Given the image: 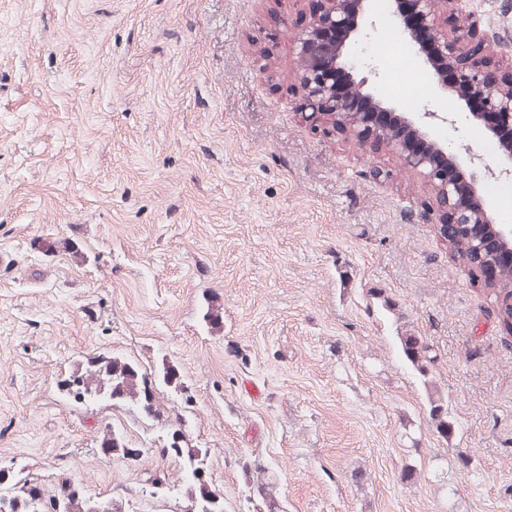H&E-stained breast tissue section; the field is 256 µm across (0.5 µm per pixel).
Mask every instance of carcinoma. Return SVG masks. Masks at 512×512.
Masks as SVG:
<instances>
[{
	"mask_svg": "<svg viewBox=\"0 0 512 512\" xmlns=\"http://www.w3.org/2000/svg\"><path fill=\"white\" fill-rule=\"evenodd\" d=\"M399 349L404 360L419 374L426 375L435 356L422 336L404 332L398 337ZM178 381L174 367H165L161 374L142 370L136 363L120 356L101 354L88 359L86 366H78L60 387L77 403H92L107 399L112 403L131 405L148 417H160V405L156 401L157 383L170 384ZM429 415L435 430L448 439V401L442 397L429 400ZM181 430L172 433V442L165 454L174 456L182 463V489L187 500L183 512H223L221 495L204 474L203 462L206 451L183 446ZM101 447L118 457L137 460L140 448H132L122 436L105 432ZM36 481L0 470V512H51L53 504L60 502L62 512H101V502L93 500L84 488L69 478L61 479L58 491L38 504L32 489Z\"/></svg>",
	"mask_w": 512,
	"mask_h": 512,
	"instance_id": "cac0c4a2",
	"label": "carcinoma"
}]
</instances>
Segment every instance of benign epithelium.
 <instances>
[{"mask_svg":"<svg viewBox=\"0 0 512 512\" xmlns=\"http://www.w3.org/2000/svg\"><path fill=\"white\" fill-rule=\"evenodd\" d=\"M305 20L293 33L292 89L302 118L326 135H343L363 148L387 150L432 194L428 219L445 242L470 240L479 279L495 286L512 268V224L496 221L482 182L492 168L469 146L448 149L433 131L454 126L456 113L409 112L383 99L354 55L376 25L372 0H306ZM464 0H388L410 54L422 64L433 95L453 99L459 113L498 145L497 164L512 175V66L494 60L497 35L462 9Z\"/></svg>","mask_w":512,"mask_h":512,"instance_id":"7a95c632","label":"benign epithelium"}]
</instances>
